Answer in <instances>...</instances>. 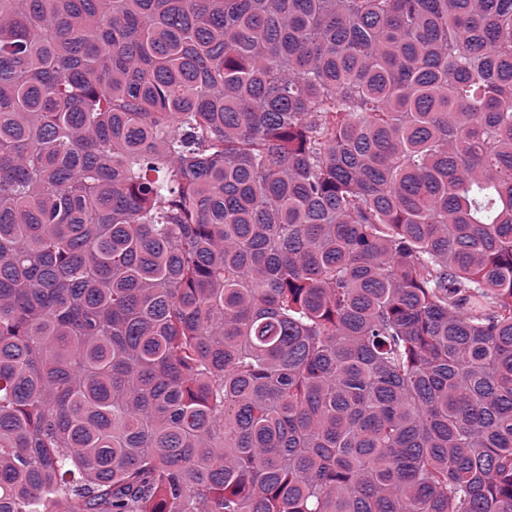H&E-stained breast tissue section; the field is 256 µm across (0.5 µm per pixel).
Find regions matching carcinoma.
Here are the masks:
<instances>
[{"mask_svg":"<svg viewBox=\"0 0 512 512\" xmlns=\"http://www.w3.org/2000/svg\"><path fill=\"white\" fill-rule=\"evenodd\" d=\"M0 512H512V0H0Z\"/></svg>","mask_w":512,"mask_h":512,"instance_id":"cac0c4a2","label":"carcinoma"}]
</instances>
